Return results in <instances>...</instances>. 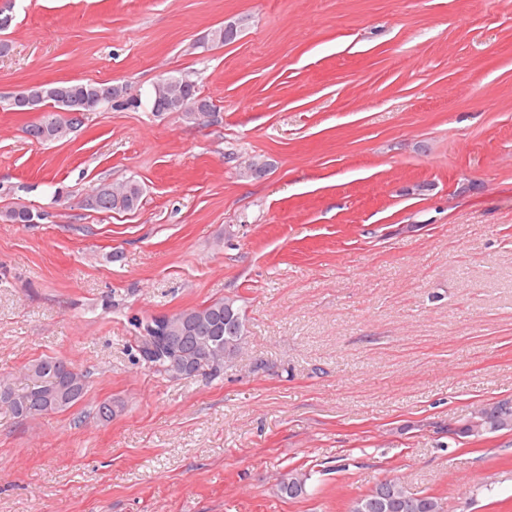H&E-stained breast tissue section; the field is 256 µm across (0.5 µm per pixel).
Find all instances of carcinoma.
<instances>
[{
  "label": "carcinoma",
  "mask_w": 512,
  "mask_h": 512,
  "mask_svg": "<svg viewBox=\"0 0 512 512\" xmlns=\"http://www.w3.org/2000/svg\"><path fill=\"white\" fill-rule=\"evenodd\" d=\"M52 107L68 101L88 105L94 111L104 103L122 105L126 89L119 85L92 82H59L53 85ZM152 111L179 112L183 119L197 123L201 113L213 111L211 101L203 96L196 83L182 76L171 90L151 89ZM270 168L268 160L255 157L241 170L247 178H257ZM144 189L139 181L129 179L114 193H105L92 204L102 212H133L141 205ZM249 333L242 299L226 295L209 303L168 315L166 335L174 340L176 351H166L152 358L139 359L175 379L199 375L217 377L224 365L242 352ZM24 382L17 386L9 377H0V408L16 418L66 411L80 403L88 390L87 376L67 361L53 356L37 358L24 366ZM124 409L119 400H107L98 405L103 420ZM498 432H512V399L499 400L491 406L474 410L453 431L461 437L476 438ZM311 473L293 469L282 475L277 490L282 497L297 499L307 494ZM363 512H446L436 496H416L398 480L386 487L377 485L363 495Z\"/></svg>",
  "instance_id": "carcinoma-1"
}]
</instances>
